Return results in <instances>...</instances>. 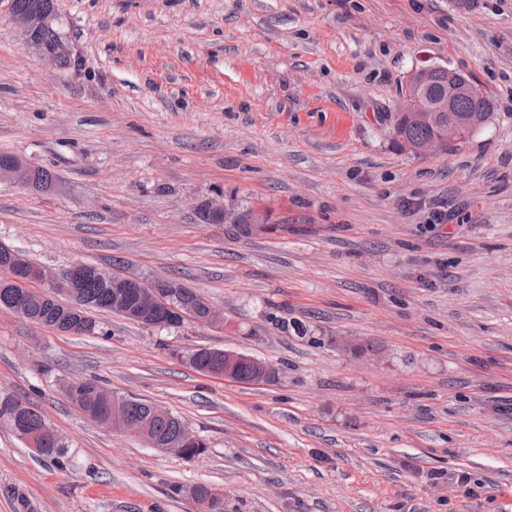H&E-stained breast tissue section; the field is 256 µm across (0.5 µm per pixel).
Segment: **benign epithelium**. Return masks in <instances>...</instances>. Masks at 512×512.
<instances>
[{
	"label": "benign epithelium",
	"mask_w": 512,
	"mask_h": 512,
	"mask_svg": "<svg viewBox=\"0 0 512 512\" xmlns=\"http://www.w3.org/2000/svg\"><path fill=\"white\" fill-rule=\"evenodd\" d=\"M11 16L23 23L30 41L42 56L55 66H60V50L49 47L37 34L38 29L51 27V20L38 22L27 14L15 11L11 12ZM433 69L432 65H423L411 74L399 108L400 114L406 116L415 126L445 127V132L439 136L416 142H401L404 150L416 156H427L451 149L481 127L488 118V114L481 110L466 113L456 110V104L461 98L475 92L474 84L469 81L450 77L444 90L437 97H430L426 86L429 73ZM4 175L20 180L28 188L32 187L27 167L21 163L1 162L0 177ZM91 277L108 281V287L112 288L113 313L123 317L133 316L146 327L152 326L150 316L154 306L166 300L173 303L174 311L181 319H192L209 326L223 321L221 313L210 304L206 305L201 316L195 310L183 307L177 298L178 284L168 278L157 279L148 286L137 276L121 274L112 279L108 273L83 263H75L60 272L41 270L38 273V280L48 295L61 291L76 296L78 288ZM106 428L129 434L150 448H158L176 456L182 455L185 448L197 443V437L188 429L177 439L161 443L159 437L151 431L150 421L133 418L124 403L116 400L112 402L109 410Z\"/></svg>",
	"instance_id": "1"
}]
</instances>
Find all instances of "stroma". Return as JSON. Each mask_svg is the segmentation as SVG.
<instances>
[{
  "label": "stroma",
  "mask_w": 512,
  "mask_h": 512,
  "mask_svg": "<svg viewBox=\"0 0 512 512\" xmlns=\"http://www.w3.org/2000/svg\"><path fill=\"white\" fill-rule=\"evenodd\" d=\"M53 4L78 70L0 0V152L56 177L41 194L0 179V244L56 271L176 278L224 324L101 312L103 335L81 337L0 311V395L69 443L57 463L0 423V512H193L174 489L197 483L224 512H512V0ZM431 63L493 109L419 157L392 115ZM211 203L273 229L204 223ZM441 206L457 222L430 223ZM201 346L278 378L197 372ZM90 376L181 416L201 454L81 416L64 387Z\"/></svg>",
  "instance_id": "obj_1"
}]
</instances>
